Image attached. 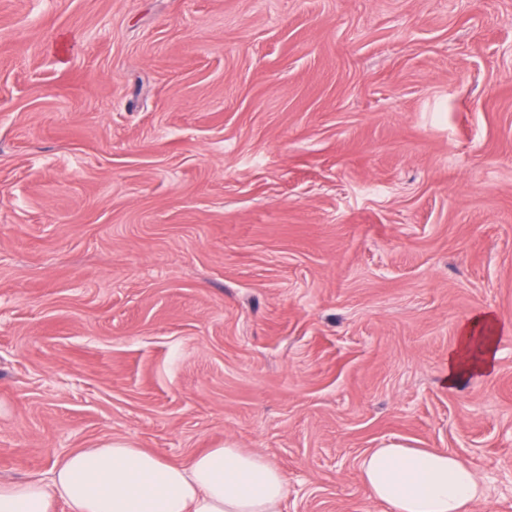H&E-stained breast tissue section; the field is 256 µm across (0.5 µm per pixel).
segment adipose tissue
<instances>
[{
	"instance_id": "obj_1",
	"label": "adipose tissue",
	"mask_w": 512,
	"mask_h": 512,
	"mask_svg": "<svg viewBox=\"0 0 512 512\" xmlns=\"http://www.w3.org/2000/svg\"><path fill=\"white\" fill-rule=\"evenodd\" d=\"M490 315L474 318L448 354L454 387L496 359ZM369 499L391 512H472L485 491L472 464L457 454L391 445L359 461ZM288 480L263 455L220 446L181 464L112 439L59 458L48 477L0 481V512H284Z\"/></svg>"
}]
</instances>
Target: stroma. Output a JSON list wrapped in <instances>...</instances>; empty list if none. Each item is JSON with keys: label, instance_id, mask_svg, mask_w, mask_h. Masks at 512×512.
Listing matches in <instances>:
<instances>
[{"label": "stroma", "instance_id": "obj_1", "mask_svg": "<svg viewBox=\"0 0 512 512\" xmlns=\"http://www.w3.org/2000/svg\"><path fill=\"white\" fill-rule=\"evenodd\" d=\"M113 438L285 512L433 448L512 512V0H0V480ZM488 314L476 317L466 326L457 346L448 353L445 383L454 387L474 372L489 371L496 359L498 336Z\"/></svg>", "mask_w": 512, "mask_h": 512}]
</instances>
